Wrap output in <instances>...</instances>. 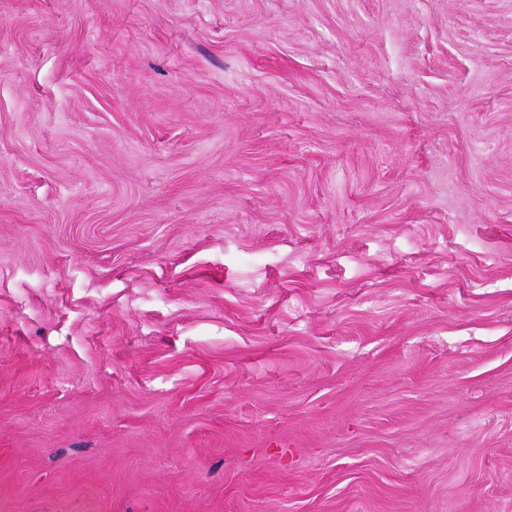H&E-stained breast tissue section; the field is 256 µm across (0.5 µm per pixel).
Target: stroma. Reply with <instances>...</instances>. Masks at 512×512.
<instances>
[{"label":"stroma","instance_id":"stroma-1","mask_svg":"<svg viewBox=\"0 0 512 512\" xmlns=\"http://www.w3.org/2000/svg\"><path fill=\"white\" fill-rule=\"evenodd\" d=\"M0 512H512V0H0Z\"/></svg>","mask_w":512,"mask_h":512}]
</instances>
